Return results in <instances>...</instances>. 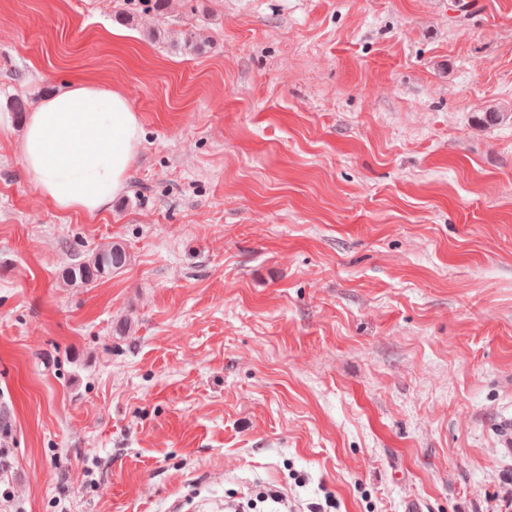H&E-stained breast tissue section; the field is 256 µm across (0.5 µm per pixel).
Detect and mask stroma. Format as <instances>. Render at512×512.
Returning a JSON list of instances; mask_svg holds the SVG:
<instances>
[{
  "mask_svg": "<svg viewBox=\"0 0 512 512\" xmlns=\"http://www.w3.org/2000/svg\"><path fill=\"white\" fill-rule=\"evenodd\" d=\"M153 3L0 0V512H501L512 0ZM76 78L144 131L93 216L14 109ZM127 254L118 245L108 244L100 247L83 262L75 264L67 273V278L82 286L92 284L112 276V273L120 271L126 264Z\"/></svg>",
  "mask_w": 512,
  "mask_h": 512,
  "instance_id": "obj_1",
  "label": "stroma"
}]
</instances>
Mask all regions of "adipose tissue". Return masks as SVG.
<instances>
[{
	"mask_svg": "<svg viewBox=\"0 0 512 512\" xmlns=\"http://www.w3.org/2000/svg\"><path fill=\"white\" fill-rule=\"evenodd\" d=\"M140 143L127 97L79 80L29 113L20 149L42 198L62 213L94 215L126 189Z\"/></svg>",
	"mask_w": 512,
	"mask_h": 512,
	"instance_id": "adipose-tissue-1",
	"label": "adipose tissue"
}]
</instances>
